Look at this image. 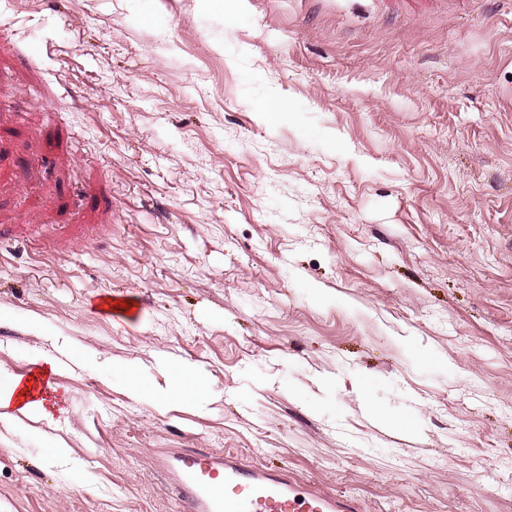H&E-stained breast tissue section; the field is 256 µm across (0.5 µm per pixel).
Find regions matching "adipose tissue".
<instances>
[{
    "label": "adipose tissue",
    "instance_id": "adipose-tissue-1",
    "mask_svg": "<svg viewBox=\"0 0 512 512\" xmlns=\"http://www.w3.org/2000/svg\"><path fill=\"white\" fill-rule=\"evenodd\" d=\"M48 372V367L40 366L27 376L14 377L6 387L0 388V425L13 428L27 420L53 425L43 398L42 379Z\"/></svg>",
    "mask_w": 512,
    "mask_h": 512
}]
</instances>
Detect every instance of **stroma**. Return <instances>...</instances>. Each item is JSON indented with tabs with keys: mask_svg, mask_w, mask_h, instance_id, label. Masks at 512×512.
Listing matches in <instances>:
<instances>
[{
	"mask_svg": "<svg viewBox=\"0 0 512 512\" xmlns=\"http://www.w3.org/2000/svg\"><path fill=\"white\" fill-rule=\"evenodd\" d=\"M0 311L58 423L0 428V512H183L192 451L512 512V8L0 0ZM206 385L202 381L194 379L190 369L181 370L171 383L166 387L157 386L153 397L158 406H162L173 400L197 398L204 401Z\"/></svg>",
	"mask_w": 512,
	"mask_h": 512,
	"instance_id": "stroma-1",
	"label": "stroma"
}]
</instances>
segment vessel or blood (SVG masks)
I'll list each match as a JSON object with an SVG mask.
<instances>
[{
    "label": "vessel or blood",
    "instance_id": "vessel-or-blood-1",
    "mask_svg": "<svg viewBox=\"0 0 512 512\" xmlns=\"http://www.w3.org/2000/svg\"><path fill=\"white\" fill-rule=\"evenodd\" d=\"M171 474L184 512H362L355 498L301 488L290 474L230 453L179 455Z\"/></svg>",
    "mask_w": 512,
    "mask_h": 512
}]
</instances>
